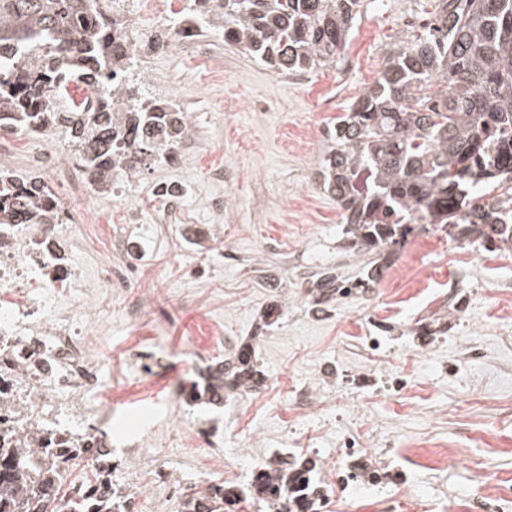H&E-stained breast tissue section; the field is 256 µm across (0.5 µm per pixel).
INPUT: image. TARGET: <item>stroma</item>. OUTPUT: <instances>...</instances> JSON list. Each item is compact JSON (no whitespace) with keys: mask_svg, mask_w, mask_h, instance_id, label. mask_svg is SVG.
I'll return each instance as SVG.
<instances>
[{"mask_svg":"<svg viewBox=\"0 0 512 512\" xmlns=\"http://www.w3.org/2000/svg\"><path fill=\"white\" fill-rule=\"evenodd\" d=\"M425 0H370L335 67L282 75L223 35L204 31L199 59L179 43L140 57L133 73L147 97L167 101L191 129L192 149L178 165L146 162L123 197L88 184L63 203L79 218L77 235L101 264L115 263L109 233L127 229L126 208L140 215L130 239L159 270L161 295L189 304L170 315L162 346L175 350L155 397L112 407L113 436L141 433L143 414L165 422L176 389L198 372L182 363L201 320L220 324L235 346L255 341L264 396L227 400L209 410L188 405L184 419L217 433L225 454L290 448L317 463L332 484L346 437L368 462L389 461L406 474L388 483L339 490L323 512H512V252L473 251L443 232L413 231L394 248L383 278L364 293L312 315L305 281L325 267L358 280L363 261L346 251L336 202L316 181L328 124L377 78L386 43ZM74 151L65 132L22 135L0 167L29 174L28 153ZM178 184L179 207L158 185ZM222 212L211 210L213 198ZM287 306L258 331L276 296ZM436 323L429 336L417 322ZM380 336L378 350L360 339ZM308 386L305 415L283 411L284 385Z\"/></svg>","mask_w":512,"mask_h":512,"instance_id":"35a3bbf8","label":"stroma"}]
</instances>
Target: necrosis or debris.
Masks as SVG:
<instances>
[{
  "mask_svg": "<svg viewBox=\"0 0 512 512\" xmlns=\"http://www.w3.org/2000/svg\"><path fill=\"white\" fill-rule=\"evenodd\" d=\"M70 211L53 224L0 225V446L32 448L37 459L81 453L97 467H111L122 455L132 469L146 471L165 506L179 507L182 475L226 472V485L261 474L281 476L288 463L284 448H268L246 461L224 457L213 439L187 424L147 427L126 439L112 436V408L103 402L110 383L100 344L112 330L94 304L126 296L140 270L139 252L129 237L109 239L116 266L99 267L79 259L80 242ZM88 481H73L67 492L88 496L98 512H143L145 491L126 478L109 483L104 495Z\"/></svg>",
  "mask_w": 512,
  "mask_h": 512,
  "instance_id": "1",
  "label": "necrosis or debris"
}]
</instances>
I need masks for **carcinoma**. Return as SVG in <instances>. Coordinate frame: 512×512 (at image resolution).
<instances>
[{"label":"carcinoma","instance_id":"obj_1","mask_svg":"<svg viewBox=\"0 0 512 512\" xmlns=\"http://www.w3.org/2000/svg\"><path fill=\"white\" fill-rule=\"evenodd\" d=\"M116 0H0V126L43 135L64 124L88 179L106 192L112 174L165 160L188 135L169 102L151 101L127 80L135 69L130 25L108 19ZM366 0H189L185 31L214 28L278 74L334 67ZM421 33L384 49L377 79L332 120L319 170L336 199L347 246L363 262L357 281L327 268L312 276L310 303L329 306L382 278L392 247L414 227L455 231L476 249L512 251V0H431ZM103 86L95 106L57 112L62 74ZM61 202L38 178L0 168V224H48ZM192 400L210 389L257 381L249 343L206 367ZM29 448L0 447V512H90L66 500L49 467L31 470ZM230 512L239 495L212 482L186 495L181 512Z\"/></svg>","mask_w":512,"mask_h":512}]
</instances>
